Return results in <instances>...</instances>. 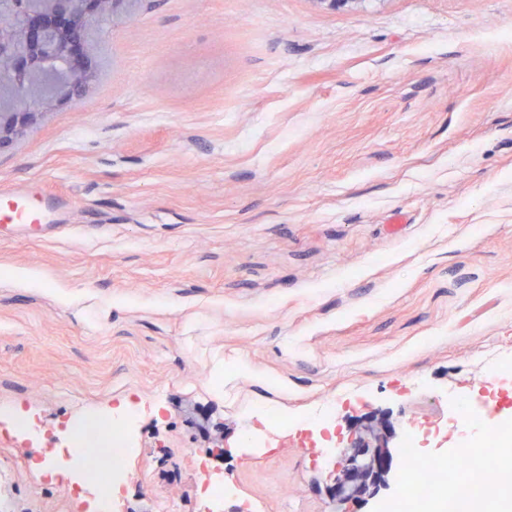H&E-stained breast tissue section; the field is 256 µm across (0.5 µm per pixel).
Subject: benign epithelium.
<instances>
[{"instance_id":"obj_1","label":"benign epithelium","mask_w":512,"mask_h":512,"mask_svg":"<svg viewBox=\"0 0 512 512\" xmlns=\"http://www.w3.org/2000/svg\"><path fill=\"white\" fill-rule=\"evenodd\" d=\"M130 0H0V148L18 139L64 102L82 96L97 79L90 27L119 19ZM395 430L370 414L341 451L330 486L344 504L374 498L389 487Z\"/></svg>"}]
</instances>
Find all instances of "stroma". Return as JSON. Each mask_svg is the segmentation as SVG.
<instances>
[{
	"instance_id": "1",
	"label": "stroma",
	"mask_w": 512,
	"mask_h": 512,
	"mask_svg": "<svg viewBox=\"0 0 512 512\" xmlns=\"http://www.w3.org/2000/svg\"><path fill=\"white\" fill-rule=\"evenodd\" d=\"M87 97L0 148V512H93L56 468L84 414L133 410L112 512H374L339 451L281 432L336 404L444 426L512 350V0H132ZM209 473L239 493L204 500ZM48 206H35L30 203L24 196L4 197L0 199V221L8 224H39L38 229L41 231L47 221Z\"/></svg>"
}]
</instances>
